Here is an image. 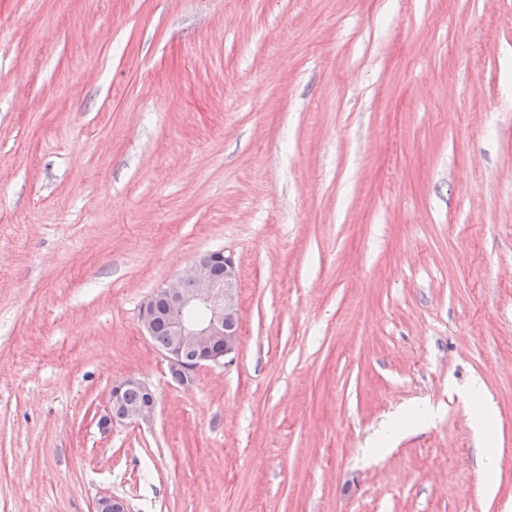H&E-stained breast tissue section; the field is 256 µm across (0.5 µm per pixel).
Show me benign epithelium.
Masks as SVG:
<instances>
[{"instance_id": "obj_1", "label": "benign epithelium", "mask_w": 512, "mask_h": 512, "mask_svg": "<svg viewBox=\"0 0 512 512\" xmlns=\"http://www.w3.org/2000/svg\"><path fill=\"white\" fill-rule=\"evenodd\" d=\"M224 265V278L217 280L212 267ZM238 269L234 258L222 250L208 251L193 258L176 276L160 286L143 303L139 313L142 328L153 335L157 319L166 321L169 341L163 356L176 381L193 382L203 367H220L232 361L240 340L237 305ZM191 287H185V284ZM134 386L144 396L143 403L128 407L125 389ZM156 410L153 391L136 378H127L112 386L108 415L100 419L106 427L114 422L147 423ZM93 512H127L123 500L103 496L96 500Z\"/></svg>"}]
</instances>
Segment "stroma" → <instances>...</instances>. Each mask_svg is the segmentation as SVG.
Instances as JSON below:
<instances>
[{"label": "stroma", "instance_id": "obj_1", "mask_svg": "<svg viewBox=\"0 0 512 512\" xmlns=\"http://www.w3.org/2000/svg\"><path fill=\"white\" fill-rule=\"evenodd\" d=\"M218 249L241 345L181 386L139 308ZM104 495L512 512V0H0V512ZM130 386L139 388L144 395L137 388H129L125 392V389ZM124 392L125 402L129 406L142 402L144 396L145 401L139 405L127 407L124 403ZM155 410L156 400L153 391L139 379L130 377L112 386L108 415L102 417L100 422L104 427L114 422L147 423L154 417ZM467 395L472 403L477 404L478 410L476 430L481 432L484 438L488 441L491 440L494 428L495 419L493 412L488 407L482 405V391L480 384L474 381L467 390Z\"/></svg>", "mask_w": 512, "mask_h": 512}]
</instances>
